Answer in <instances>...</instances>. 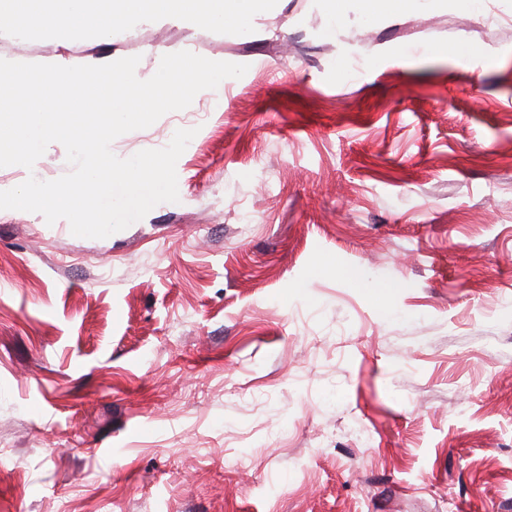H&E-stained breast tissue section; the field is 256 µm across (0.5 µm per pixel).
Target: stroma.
Returning <instances> with one entry per match:
<instances>
[{"instance_id":"35a3bbf8","label":"stroma","mask_w":512,"mask_h":512,"mask_svg":"<svg viewBox=\"0 0 512 512\" xmlns=\"http://www.w3.org/2000/svg\"><path fill=\"white\" fill-rule=\"evenodd\" d=\"M181 50L248 71L113 141L195 129L178 202L104 239L0 210V512H512V0L0 20L13 62ZM334 14L341 17L350 10L374 17L394 18L402 14L416 11L421 0H336ZM343 4L340 7L339 4Z\"/></svg>"}]
</instances>
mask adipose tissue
I'll return each instance as SVG.
<instances>
[{
  "label": "adipose tissue",
  "mask_w": 512,
  "mask_h": 512,
  "mask_svg": "<svg viewBox=\"0 0 512 512\" xmlns=\"http://www.w3.org/2000/svg\"><path fill=\"white\" fill-rule=\"evenodd\" d=\"M276 0H0V15L43 28L66 26L94 35L124 29L137 18L219 24L235 30L270 17Z\"/></svg>",
  "instance_id": "1"
}]
</instances>
